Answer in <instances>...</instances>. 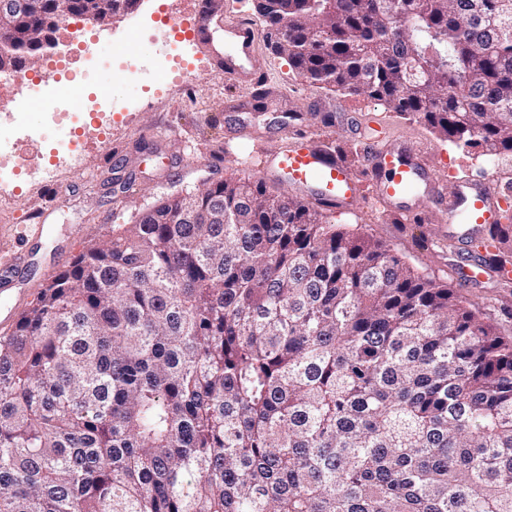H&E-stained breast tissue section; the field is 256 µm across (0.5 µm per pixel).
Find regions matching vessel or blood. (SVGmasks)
I'll return each mask as SVG.
<instances>
[{
    "label": "vessel or blood",
    "mask_w": 512,
    "mask_h": 512,
    "mask_svg": "<svg viewBox=\"0 0 512 512\" xmlns=\"http://www.w3.org/2000/svg\"><path fill=\"white\" fill-rule=\"evenodd\" d=\"M259 31L237 22H224V74L242 83H258L255 53ZM365 159L376 177V195L386 206L400 209L408 218L437 209L442 223L453 229L463 260L454 274L462 283L475 285L487 272L473 240L486 225L501 223L502 184L497 176H475L447 191L423 160L408 148L369 144ZM276 172L295 189L345 209L357 195L359 185L352 172L321 149L313 138L287 135L272 154Z\"/></svg>",
    "instance_id": "obj_1"
}]
</instances>
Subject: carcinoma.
I'll list each match as a JSON object with an SVG mask.
<instances>
[{
  "mask_svg": "<svg viewBox=\"0 0 512 512\" xmlns=\"http://www.w3.org/2000/svg\"><path fill=\"white\" fill-rule=\"evenodd\" d=\"M34 2L0 70L93 0ZM277 5L311 85L512 153V0ZM0 512H512V339L261 178L174 193L0 339Z\"/></svg>",
  "mask_w": 512,
  "mask_h": 512,
  "instance_id": "carcinoma-1",
  "label": "carcinoma"
}]
</instances>
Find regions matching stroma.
<instances>
[{
	"label": "stroma",
	"mask_w": 512,
	"mask_h": 512,
	"mask_svg": "<svg viewBox=\"0 0 512 512\" xmlns=\"http://www.w3.org/2000/svg\"><path fill=\"white\" fill-rule=\"evenodd\" d=\"M160 5L161 0H143L111 25L84 24L105 64L80 73L64 92L74 107L87 99H115L122 117L113 123L107 141L89 135L82 171H70L59 156L54 180L33 181L22 171L0 190V255L20 249L27 256L15 289L0 294V338L12 331L42 286L89 244L119 225L135 223L167 195L195 191L231 175H254L277 185L269 153L283 128L314 137L361 185L348 209L322 208L324 222L390 247L417 272L453 289L498 335L512 338V282L490 276L475 287H461L452 271L458 249L450 244L451 227L431 210L412 221L381 205L373 195L363 147L368 138L403 143L451 188L492 170L512 191V156L475 157L374 100L312 86L264 38L255 57L266 79L263 101L254 100L252 86L225 78L208 53L189 39L180 43L176 62L190 71V80L158 99L150 72L135 84L122 81L110 59L123 48L140 55L162 53L164 37L157 29L130 32L133 22L154 16ZM124 182L130 183L129 191H119ZM36 224L43 227L37 236L32 233Z\"/></svg>",
	"instance_id": "obj_1"
}]
</instances>
